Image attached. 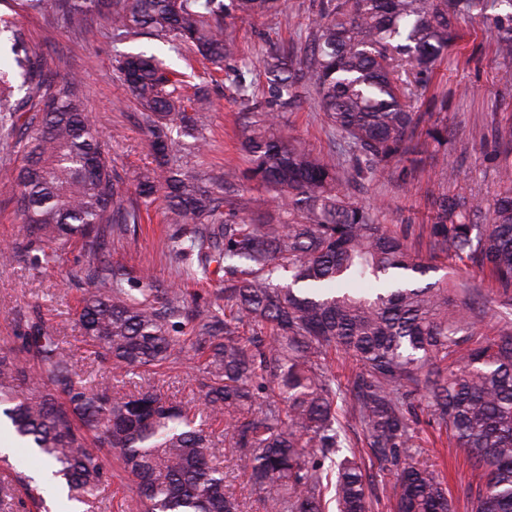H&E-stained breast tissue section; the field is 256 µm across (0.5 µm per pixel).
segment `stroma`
Segmentation results:
<instances>
[{
  "label": "stroma",
  "mask_w": 512,
  "mask_h": 512,
  "mask_svg": "<svg viewBox=\"0 0 512 512\" xmlns=\"http://www.w3.org/2000/svg\"><path fill=\"white\" fill-rule=\"evenodd\" d=\"M312 8L313 0H288L286 10L278 15L237 19L229 29L242 55H256L265 40L272 38L281 40L298 56L304 47L306 18ZM15 21L26 30L33 50L53 56L60 63L61 74L78 79L86 110L103 133V149L129 200H137L138 180L154 166L141 131V110L116 71L119 57L130 52L155 53L183 73L189 83L207 87L214 101L203 129L208 147L202 153L186 155L190 170L216 177L229 169L248 167L249 159L241 151L238 139L241 106L227 82L211 80L200 61L175 53L154 39L117 40L104 17L93 18L86 33L67 30L49 12L20 13ZM459 33V40L442 58L429 85L430 94L448 99L446 117L455 139L448 148L447 163L437 162V151L429 143L414 157L415 175L408 189L399 188L384 175L369 182L354 179L348 185L356 202L376 208L380 223L405 235L409 245L422 253L428 250L422 227L429 221L431 196L476 193L485 200L494 199L498 165L490 140L492 123L512 117V75L495 54L493 32L476 18L462 22ZM288 126L314 152L326 154L342 145L340 135L326 124L315 93H307L302 108L289 114ZM141 214L135 242H112L113 263L136 275L148 274L161 287L178 289L180 297L187 301L217 307V282L187 281L179 276L180 262L169 249V226L162 202L142 208ZM84 261L80 245L73 244L56 261L0 265V353L16 348L26 320L39 314L47 328L59 330L81 378L91 384L111 379L113 395L120 396L134 391L139 377H110L105 367L95 361L92 346L74 320L83 284L73 280L70 273ZM201 377V359L187 351L151 373L149 382L163 397L185 406L197 419L206 420ZM206 422L228 490L239 499L243 512H264L249 474L238 465L225 423ZM422 453L424 459L446 474L452 512H470L469 500L477 494L481 481L466 463L464 451L426 440Z\"/></svg>",
  "instance_id": "1"
}]
</instances>
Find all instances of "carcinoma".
<instances>
[{
    "label": "carcinoma",
    "instance_id": "1",
    "mask_svg": "<svg viewBox=\"0 0 512 512\" xmlns=\"http://www.w3.org/2000/svg\"><path fill=\"white\" fill-rule=\"evenodd\" d=\"M15 11L53 15L73 31L102 15L124 38L153 37L219 70L243 112L238 128L250 158L243 172L218 178L174 166L182 138L200 153L203 87L144 51L118 61L137 100L155 167L142 176L145 205L164 190L172 251L185 275L222 285L224 306L189 307L147 275L112 263L109 244L136 236L140 209L127 202L104 155L102 134L83 107L79 85L59 77L25 30L0 17L12 57L0 60V140L19 162L0 192L15 203L26 234L3 250L21 262L48 245L81 241L87 282L77 322L93 354L113 375L150 372L185 349L203 360L201 391L210 418H224L238 465L261 494L264 512H369L370 474L362 458L339 456L343 423L363 431L378 469L395 468L394 512H451L441 473L420 459V416L466 453L484 484L471 512H512V328L473 340L484 310L480 292L451 278L425 281L432 266L405 238L375 222L343 189L336 153L316 156L288 135L283 118L312 89L328 126L347 140L361 178L388 175L408 184L399 162L416 152L418 128L448 100L426 92L465 17L496 34L512 65V0H318L308 16L303 57L268 41L239 57L224 21L281 13L287 0H11ZM265 84L247 81L251 68ZM425 136L448 158L453 130L440 119ZM499 190L486 205L473 194L431 203L430 250L488 274L502 308L512 306V118L495 128ZM240 181L267 197L254 224L228 198ZM11 357L0 356V417L43 456L35 474L8 454L13 473L0 486V512L18 492L45 500L52 491L86 504L108 481L115 453L131 481L138 512H242L224 486V469L203 424L149 383L122 397L110 384L80 379L57 334L32 320ZM356 367L336 387L331 350Z\"/></svg>",
    "mask_w": 512,
    "mask_h": 512
}]
</instances>
